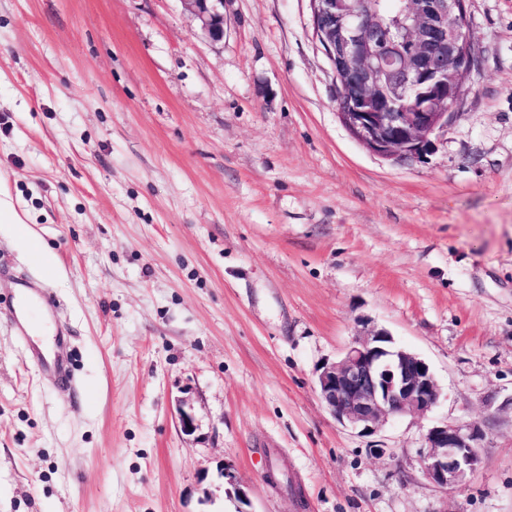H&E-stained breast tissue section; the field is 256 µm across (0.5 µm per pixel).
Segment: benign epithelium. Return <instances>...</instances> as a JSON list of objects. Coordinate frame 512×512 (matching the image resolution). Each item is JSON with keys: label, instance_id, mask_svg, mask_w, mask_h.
<instances>
[{"label": "benign epithelium", "instance_id": "1", "mask_svg": "<svg viewBox=\"0 0 512 512\" xmlns=\"http://www.w3.org/2000/svg\"><path fill=\"white\" fill-rule=\"evenodd\" d=\"M212 41L224 38V0H183ZM411 19L403 46L382 40L374 0H311L314 33L330 62L339 116L370 151L418 158L448 128L475 69L465 0H402ZM412 100L413 111H401ZM319 395L340 423L372 435L390 419L424 415L441 388L429 365L398 348L382 328L353 337L343 356L319 369ZM419 464L440 488L463 485L481 463V429L436 425L423 435Z\"/></svg>", "mask_w": 512, "mask_h": 512}]
</instances>
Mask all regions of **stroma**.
Segmentation results:
<instances>
[{
	"label": "stroma",
	"mask_w": 512,
	"mask_h": 512,
	"mask_svg": "<svg viewBox=\"0 0 512 512\" xmlns=\"http://www.w3.org/2000/svg\"><path fill=\"white\" fill-rule=\"evenodd\" d=\"M465 5L471 88L393 161L342 123L310 0H224L218 42L182 0H0V302L56 299L76 381L0 318V512H239L238 483L250 512H512V0ZM366 324L441 387L372 435L317 389ZM464 421L481 464L443 490L423 435Z\"/></svg>",
	"instance_id": "stroma-1"
}]
</instances>
